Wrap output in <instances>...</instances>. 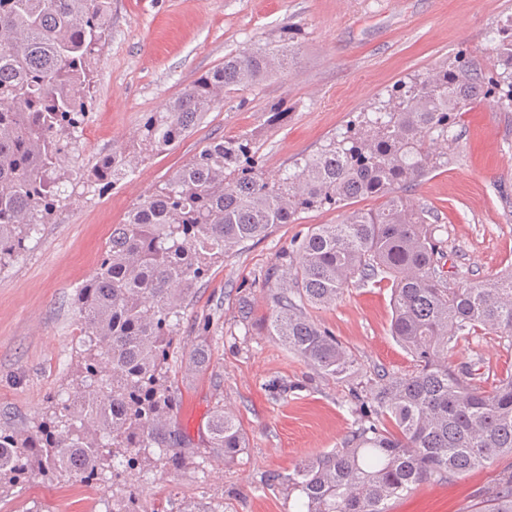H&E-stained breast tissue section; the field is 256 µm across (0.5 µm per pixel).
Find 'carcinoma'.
I'll use <instances>...</instances> for the list:
<instances>
[{"instance_id": "1", "label": "carcinoma", "mask_w": 512, "mask_h": 512, "mask_svg": "<svg viewBox=\"0 0 512 512\" xmlns=\"http://www.w3.org/2000/svg\"><path fill=\"white\" fill-rule=\"evenodd\" d=\"M110 0H0V267L26 248L61 201L58 166L89 114L93 64L111 29ZM293 36L229 54L144 126V150L162 153L186 137L224 93L263 81L285 65ZM496 66L459 56L423 80L401 82L359 126L266 177L253 142L217 138L112 225L100 267L77 289L81 371L65 401L26 429L0 425V495L32 470L45 475L190 464L193 442L177 422L181 402L169 354L197 286L224 255L325 205L344 209L292 239L265 279L273 282L267 335L317 373L358 380L355 428L341 448L296 464L271 484L298 493V512H389L392 500L512 455V373L481 385L475 364L448 363L462 338L493 334L512 345V267L481 281L448 278L432 212L403 195L447 164L432 145L454 140L451 118L507 87L512 108V21L496 29ZM123 148L99 160L96 183L131 169ZM382 198L374 210L357 198ZM392 286L391 336L412 357L406 373L366 370L310 311L336 304L360 282ZM185 370L210 365L205 334ZM226 463L247 448L233 413L216 403L201 435ZM107 512H148L136 489ZM477 512H512V474Z\"/></svg>"}]
</instances>
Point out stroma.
<instances>
[{
    "mask_svg": "<svg viewBox=\"0 0 512 512\" xmlns=\"http://www.w3.org/2000/svg\"><path fill=\"white\" fill-rule=\"evenodd\" d=\"M512 20V0H112L111 36L91 90L92 108L73 134L62 168V201L22 254L0 268V413L23 428L41 419L76 377L80 325L74 296L101 262L113 225L215 137H246L267 177L316 152L363 113L373 112L399 81L424 77L458 55L495 62L490 34ZM293 29L296 60L288 71L225 95L183 140L142 156L133 172L102 191L88 174L113 148H133L147 119L229 54L279 41ZM288 108L271 124V107ZM452 145L438 144L448 164L406 196L430 209L449 265L482 280L512 264V112L496 97L458 113ZM340 210L318 208L261 240L225 255L185 312L170 375L182 402L178 422L199 437L216 402L233 412L248 443L230 465L209 449L194 465L133 473L153 512H184L192 501L222 503L224 512H296L284 488L266 475L288 474L304 458L341 447L354 425L347 402L354 381L318 374L266 336L270 290L265 272L283 248L314 224H335ZM252 304V327L237 321L241 300ZM210 315L211 365L191 374L181 366L197 323ZM388 282L356 285L336 305L313 311L365 369L407 372L410 357L389 332ZM450 363H479L484 385L512 371V348L487 334L459 340ZM512 473V456L472 472L424 483L395 499L390 512H475L488 489ZM124 486L34 472L0 498V512H106Z\"/></svg>",
    "mask_w": 512,
    "mask_h": 512,
    "instance_id": "1",
    "label": "stroma"
}]
</instances>
